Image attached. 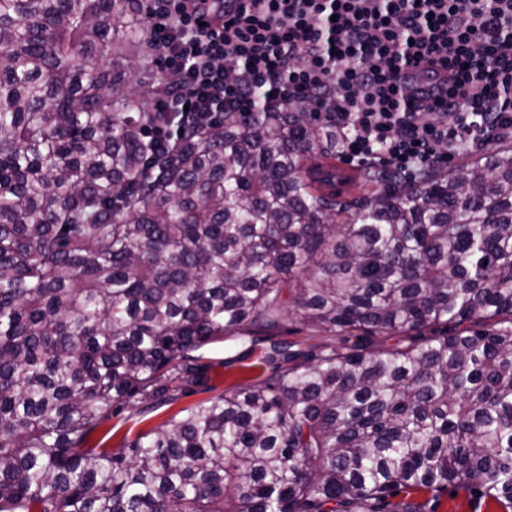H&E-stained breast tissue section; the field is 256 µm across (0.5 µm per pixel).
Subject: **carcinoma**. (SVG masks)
Listing matches in <instances>:
<instances>
[{
    "label": "carcinoma",
    "instance_id": "carcinoma-1",
    "mask_svg": "<svg viewBox=\"0 0 512 512\" xmlns=\"http://www.w3.org/2000/svg\"><path fill=\"white\" fill-rule=\"evenodd\" d=\"M143 15L0 0V512L512 509V144L342 198L311 112L149 111ZM287 318L342 342L297 350ZM230 336L269 373L88 444Z\"/></svg>",
    "mask_w": 512,
    "mask_h": 512
}]
</instances>
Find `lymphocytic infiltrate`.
<instances>
[{
  "label": "lymphocytic infiltrate",
  "mask_w": 512,
  "mask_h": 512,
  "mask_svg": "<svg viewBox=\"0 0 512 512\" xmlns=\"http://www.w3.org/2000/svg\"><path fill=\"white\" fill-rule=\"evenodd\" d=\"M225 3L148 0L154 111L304 109L409 176L512 136V0Z\"/></svg>",
  "instance_id": "obj_1"
}]
</instances>
